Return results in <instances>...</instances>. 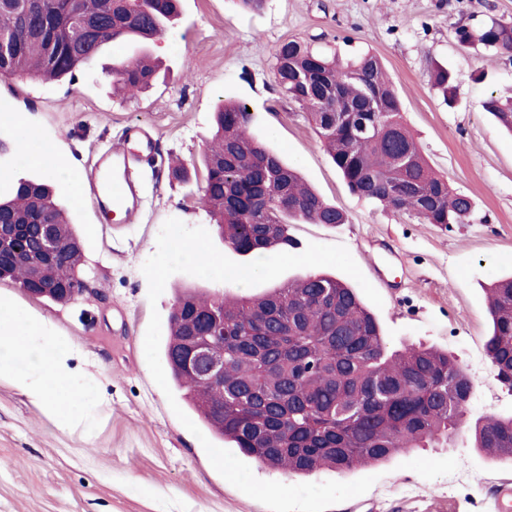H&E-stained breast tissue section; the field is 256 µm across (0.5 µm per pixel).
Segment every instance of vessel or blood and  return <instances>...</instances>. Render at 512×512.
Instances as JSON below:
<instances>
[{"label": "vessel or blood", "instance_id": "obj_1", "mask_svg": "<svg viewBox=\"0 0 512 512\" xmlns=\"http://www.w3.org/2000/svg\"><path fill=\"white\" fill-rule=\"evenodd\" d=\"M153 138L140 126L129 127L122 145L101 153L83 179L99 207H111L114 220L125 223L140 206V190L128 174L135 156L150 154Z\"/></svg>", "mask_w": 512, "mask_h": 512}]
</instances>
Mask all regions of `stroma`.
<instances>
[{
  "label": "stroma",
  "mask_w": 512,
  "mask_h": 512,
  "mask_svg": "<svg viewBox=\"0 0 512 512\" xmlns=\"http://www.w3.org/2000/svg\"><path fill=\"white\" fill-rule=\"evenodd\" d=\"M492 17L511 23L512 0H266L258 11L236 0H179L153 43L105 45L73 82L0 79V104L26 116L19 130L0 119V195L17 179L46 177L28 159L29 143L67 157L66 176L51 184L82 245V276L97 290L58 304L0 280V302L15 303L71 345L72 364L93 393L83 419L62 424L0 378V512H268L214 469L173 412L187 405L183 390L165 396L144 352L152 313L167 317L179 293L266 290L177 273L153 303L142 272L170 218L204 227L222 254L230 252L199 201L201 160L225 97L246 103L252 136L347 216L335 227L292 224L293 253L311 243L342 245L361 271L377 265L387 286L375 313L389 349L414 344L454 357L474 383L469 426L512 415V391L484 350L485 289L512 275V133L481 107L490 94L512 90V51L463 49L455 40L457 28ZM286 39L343 61L378 56L425 157L472 199L471 221L442 229L350 192L306 113L278 91L274 53ZM144 50L162 62L159 81L132 99L113 95V65ZM439 67L453 76L452 101L434 84ZM132 124L150 131L154 152L135 167L142 207L119 227L99 212L80 172ZM178 164L186 179L174 177ZM469 426L452 447L410 448L347 474L375 483L329 512H494L499 486L512 483V462L475 448Z\"/></svg>",
  "instance_id": "stroma-1"
}]
</instances>
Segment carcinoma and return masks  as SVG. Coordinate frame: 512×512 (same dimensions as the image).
Segmentation results:
<instances>
[{"label": "carcinoma", "instance_id": "carcinoma-1", "mask_svg": "<svg viewBox=\"0 0 512 512\" xmlns=\"http://www.w3.org/2000/svg\"><path fill=\"white\" fill-rule=\"evenodd\" d=\"M178 0H0V78L71 79L102 46L161 36ZM476 42L512 51V25L491 19L461 27ZM280 92L307 112L332 162L359 196L425 224H466L471 199L437 175L404 121L381 60L363 54L342 63L296 39L275 51ZM114 89L134 96L150 88L158 66L147 57L113 68ZM512 133V97L483 103ZM253 113L226 99L215 112L216 145L204 156L208 209L224 242L243 256L293 245L289 222L334 226L345 213L306 186L297 171L253 139ZM0 224H55L63 248L37 267L3 258L0 279L24 289L83 287L82 250L66 211L44 181L20 179L0 200ZM491 332L484 349L499 382L512 391V276L489 288ZM224 322V382L192 378L178 357L199 316ZM164 356L206 428L247 458L295 476L349 473L393 458L402 448H449L464 425L474 385L438 348L392 351L379 320L357 289L327 274L307 275L262 295L179 296L168 317ZM475 447L512 456V417L476 423Z\"/></svg>", "mask_w": 512, "mask_h": 512}]
</instances>
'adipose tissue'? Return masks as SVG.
<instances>
[{
    "label": "adipose tissue",
    "instance_id": "obj_1",
    "mask_svg": "<svg viewBox=\"0 0 512 512\" xmlns=\"http://www.w3.org/2000/svg\"><path fill=\"white\" fill-rule=\"evenodd\" d=\"M71 351L46 325L30 322L7 304H0V375L34 405L67 421L86 397L69 366Z\"/></svg>",
    "mask_w": 512,
    "mask_h": 512
}]
</instances>
